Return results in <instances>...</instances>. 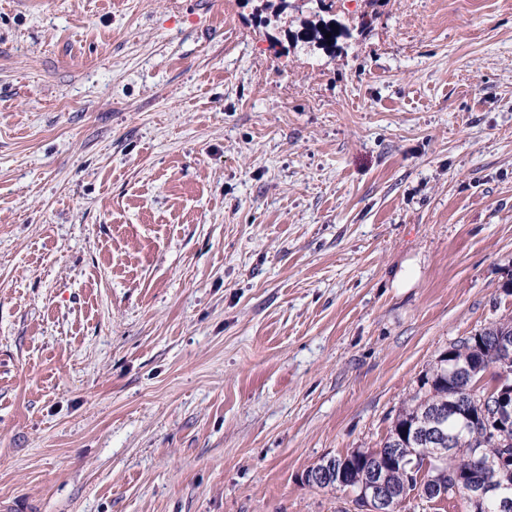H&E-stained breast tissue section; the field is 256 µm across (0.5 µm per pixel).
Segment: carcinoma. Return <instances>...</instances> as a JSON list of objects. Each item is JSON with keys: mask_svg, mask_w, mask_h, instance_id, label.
Returning a JSON list of instances; mask_svg holds the SVG:
<instances>
[{"mask_svg": "<svg viewBox=\"0 0 512 512\" xmlns=\"http://www.w3.org/2000/svg\"><path fill=\"white\" fill-rule=\"evenodd\" d=\"M330 38H325L326 34ZM342 29L324 23L312 26L307 38L319 46L336 43ZM512 336V321L498 322L482 329L478 336H469L451 344L433 366L422 376L416 392L396 417L385 438L377 448H357L343 456L331 457L335 477L345 476V484L353 488L362 481L368 470L387 454L389 448H399L408 458L430 454L436 444L432 435L454 438L448 448L447 474L444 481L457 477L471 483L512 485V471H487L476 466L472 449L487 456L504 457L512 461V431L509 441L498 447L487 442L486 424L481 399L468 393L472 380L464 371L472 368L482 376L489 367L502 365L496 339ZM387 485L397 501H402L417 488V475L391 470Z\"/></svg>", "mask_w": 512, "mask_h": 512, "instance_id": "carcinoma-1", "label": "carcinoma"}]
</instances>
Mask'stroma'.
I'll return each instance as SVG.
<instances>
[{"label": "stroma", "mask_w": 512, "mask_h": 512, "mask_svg": "<svg viewBox=\"0 0 512 512\" xmlns=\"http://www.w3.org/2000/svg\"><path fill=\"white\" fill-rule=\"evenodd\" d=\"M0 0V512H350L512 317V0Z\"/></svg>", "instance_id": "35a3bbf8"}]
</instances>
